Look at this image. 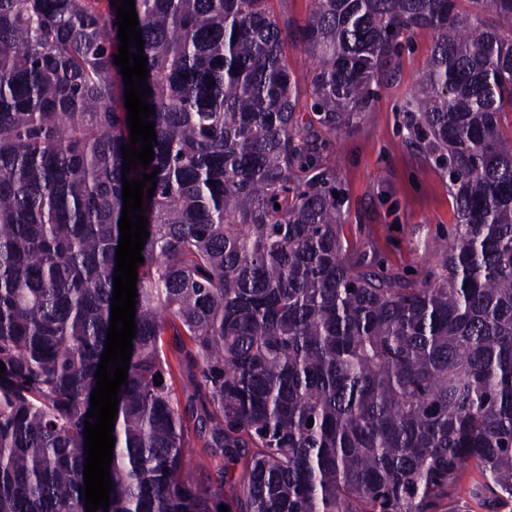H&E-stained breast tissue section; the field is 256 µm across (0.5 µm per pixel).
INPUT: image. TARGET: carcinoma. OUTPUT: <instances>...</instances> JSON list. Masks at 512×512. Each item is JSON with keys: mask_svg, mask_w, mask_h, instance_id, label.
Masks as SVG:
<instances>
[{"mask_svg": "<svg viewBox=\"0 0 512 512\" xmlns=\"http://www.w3.org/2000/svg\"><path fill=\"white\" fill-rule=\"evenodd\" d=\"M134 2L157 142L128 179L158 174L109 512H218L196 447L241 465L233 512H453L471 470L512 500V0H313L295 28L283 0ZM117 23L111 0H0V512H85L130 143ZM420 28L407 143L457 222L410 278L348 258L321 131ZM167 330L199 412L165 382ZM288 61L293 71L294 78L303 93V100L308 98L310 86V69L313 62L295 48L288 47Z\"/></svg>", "mask_w": 512, "mask_h": 512, "instance_id": "carcinoma-1", "label": "carcinoma"}]
</instances>
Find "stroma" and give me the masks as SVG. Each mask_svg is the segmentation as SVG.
<instances>
[{
	"mask_svg": "<svg viewBox=\"0 0 512 512\" xmlns=\"http://www.w3.org/2000/svg\"><path fill=\"white\" fill-rule=\"evenodd\" d=\"M432 46L427 29L402 42L392 59V80L376 88L355 128L337 133L329 155L343 188L341 234L352 256L392 270L431 264L439 239L455 222L448 180L406 143L400 110Z\"/></svg>",
	"mask_w": 512,
	"mask_h": 512,
	"instance_id": "stroma-1",
	"label": "stroma"
}]
</instances>
